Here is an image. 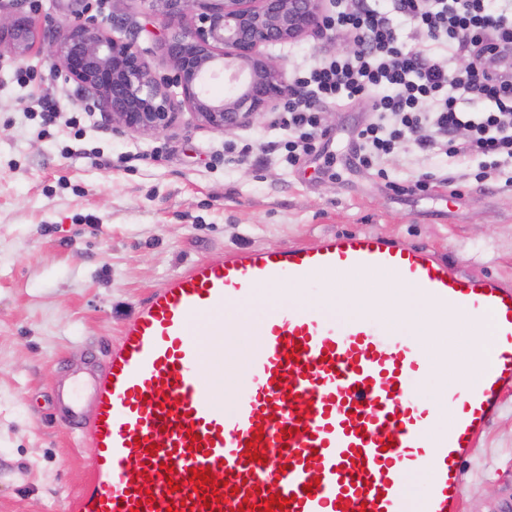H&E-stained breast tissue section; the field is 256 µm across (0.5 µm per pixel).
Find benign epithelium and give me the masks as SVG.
<instances>
[{
    "instance_id": "1",
    "label": "benign epithelium",
    "mask_w": 512,
    "mask_h": 512,
    "mask_svg": "<svg viewBox=\"0 0 512 512\" xmlns=\"http://www.w3.org/2000/svg\"><path fill=\"white\" fill-rule=\"evenodd\" d=\"M165 20L163 45L171 76L159 78L135 43L114 36L107 21H67L63 35L40 41L35 21L0 3V48L24 59L46 50L91 95L116 127L143 135L169 130L182 109L224 134L282 101L289 92L282 67L262 47L288 43L322 28L323 0H144ZM245 76L217 98L203 82L224 72ZM179 90L175 99L171 88Z\"/></svg>"
}]
</instances>
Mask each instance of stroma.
<instances>
[{
	"label": "stroma",
	"mask_w": 512,
	"mask_h": 512,
	"mask_svg": "<svg viewBox=\"0 0 512 512\" xmlns=\"http://www.w3.org/2000/svg\"><path fill=\"white\" fill-rule=\"evenodd\" d=\"M42 37L79 10L133 39L159 75L169 72L163 22L143 0H20ZM329 33L265 52L293 76L332 53ZM58 100L75 127L42 133L29 108ZM365 100L324 108L330 155L295 169L261 153L286 138L263 113L228 134L189 113L156 135L113 125L73 81L53 76L46 54L0 53V512H65L93 457L58 419L55 392L84 367L89 349L118 337L149 294L193 262L250 248L310 245L367 232L446 258L463 275L512 284V188L476 181L477 166L449 164L406 146L388 158L387 178L346 169ZM252 144L245 162L224 161L225 144ZM432 172L437 186L402 195L393 183ZM460 512H501L512 503V388L463 463Z\"/></svg>",
	"instance_id": "1"
}]
</instances>
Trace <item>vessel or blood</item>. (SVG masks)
<instances>
[{"mask_svg":"<svg viewBox=\"0 0 512 512\" xmlns=\"http://www.w3.org/2000/svg\"><path fill=\"white\" fill-rule=\"evenodd\" d=\"M360 270L394 274L430 297L435 335H447L455 315L488 320L494 357L450 395L447 416L419 398L432 363L385 311L339 322L292 302L247 328L257 345L225 403L222 380L204 370L218 356L225 310L261 287ZM106 353L102 372L59 396L79 447L93 453L67 512H269L272 496L282 503L270 512H459L461 463L512 388V289L458 274L425 247L326 236L193 263L151 292ZM418 467L428 478L413 505L408 474Z\"/></svg>","mask_w":512,"mask_h":512,"instance_id":"b4317fda","label":"vessel or blood"}]
</instances>
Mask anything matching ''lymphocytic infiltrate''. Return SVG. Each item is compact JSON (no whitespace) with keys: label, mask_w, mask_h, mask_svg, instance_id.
Returning a JSON list of instances; mask_svg holds the SVG:
<instances>
[{"label":"lymphocytic infiltrate","mask_w":512,"mask_h":512,"mask_svg":"<svg viewBox=\"0 0 512 512\" xmlns=\"http://www.w3.org/2000/svg\"><path fill=\"white\" fill-rule=\"evenodd\" d=\"M409 19L429 49L406 47L392 23ZM323 25L337 41L358 44L296 71L280 122L289 166L326 152L323 105L368 102L356 127L352 165L381 171L407 141L425 155L463 165L481 157L480 178L512 187V0H391L382 12L369 0H333ZM484 109L465 112L461 100Z\"/></svg>","instance_id":"lymphocytic-infiltrate-1"}]
</instances>
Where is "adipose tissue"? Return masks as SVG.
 Wrapping results in <instances>:
<instances>
[{
	"mask_svg": "<svg viewBox=\"0 0 512 512\" xmlns=\"http://www.w3.org/2000/svg\"><path fill=\"white\" fill-rule=\"evenodd\" d=\"M392 280L389 273L372 274L368 277V287L350 288L342 284L326 289L306 303L309 308L323 309L340 317L360 315L376 305L386 308L395 324L403 326L410 342L433 364H440L444 349L453 347L457 367L452 373V380L458 387H465L467 380L489 363L493 350L492 336H485L479 342H450L446 337L433 335L428 327L436 315L432 302L413 289L392 287Z\"/></svg>",
	"mask_w": 512,
	"mask_h": 512,
	"instance_id": "1",
	"label": "adipose tissue"
}]
</instances>
